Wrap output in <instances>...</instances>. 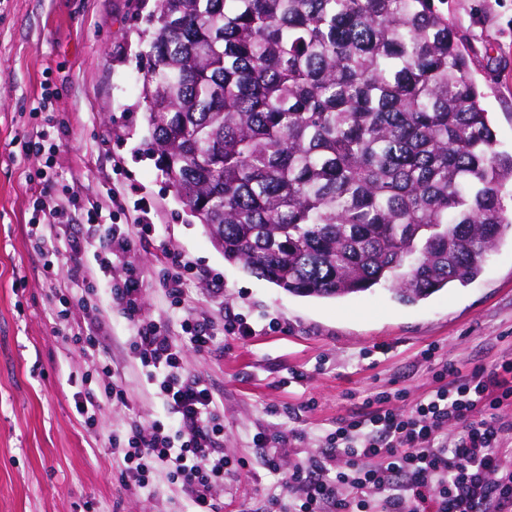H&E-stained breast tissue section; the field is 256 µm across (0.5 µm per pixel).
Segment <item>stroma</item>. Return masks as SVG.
I'll list each match as a JSON object with an SVG mask.
<instances>
[{
	"label": "stroma",
	"instance_id": "obj_1",
	"mask_svg": "<svg viewBox=\"0 0 512 512\" xmlns=\"http://www.w3.org/2000/svg\"><path fill=\"white\" fill-rule=\"evenodd\" d=\"M155 0H0V512H188L177 485L157 475L151 486H127L112 456V437L131 426L168 419L129 344L132 323L115 298L128 270L141 280L140 315L179 336L165 281L168 254L190 261L185 306L215 329L208 351L183 348L186 375L207 382L224 420L226 455L243 467L215 492L219 512H266L287 498L283 474L322 451V436L339 418L362 413L380 389L405 390L414 404L432 387L437 357L471 369L512 358V244L491 256L466 288L440 291L405 306L383 288L349 299L288 294L228 264L201 224L176 199L152 153L141 97ZM448 16L467 48L469 71L482 88L496 131V149L512 153V0H448ZM53 115V199L67 223L52 227L66 286L42 278L46 255L26 240L32 181L40 160L25 150L43 90ZM97 200L102 221L133 238L112 259L108 276L95 268L96 228L78 208ZM147 200L158 235L137 237V200ZM86 240L68 253L65 242ZM246 318L248 337L225 332ZM95 331L100 356L121 372L124 400L101 401L87 430L75 409L79 394L100 393L90 357L67 336L72 324ZM300 433L284 445L283 471L264 466L270 439Z\"/></svg>",
	"mask_w": 512,
	"mask_h": 512
}]
</instances>
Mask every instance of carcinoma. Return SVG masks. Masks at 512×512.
Listing matches in <instances>:
<instances>
[{
  "label": "carcinoma",
  "mask_w": 512,
  "mask_h": 512,
  "mask_svg": "<svg viewBox=\"0 0 512 512\" xmlns=\"http://www.w3.org/2000/svg\"><path fill=\"white\" fill-rule=\"evenodd\" d=\"M445 0H156L157 161L224 260L296 296L414 304L512 240Z\"/></svg>",
  "instance_id": "1"
}]
</instances>
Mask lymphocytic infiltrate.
I'll use <instances>...</instances> for the list:
<instances>
[{
    "label": "lymphocytic infiltrate",
    "mask_w": 512,
    "mask_h": 512,
    "mask_svg": "<svg viewBox=\"0 0 512 512\" xmlns=\"http://www.w3.org/2000/svg\"><path fill=\"white\" fill-rule=\"evenodd\" d=\"M47 197V189L34 192L27 222L29 245L39 253L53 249L46 229L66 216ZM140 295L132 277L116 298L136 320L131 350L173 420L132 430L118 451L123 476L141 488L167 473L186 489L190 512H218L213 492L237 467L220 444L213 392L184 374L173 336L140 319ZM433 382L408 409L397 407L402 391L383 389L364 400L363 416L338 419L320 455L289 472L291 512H512V471L499 456L512 432V359L467 373L444 363Z\"/></svg>",
    "instance_id": "1"
}]
</instances>
